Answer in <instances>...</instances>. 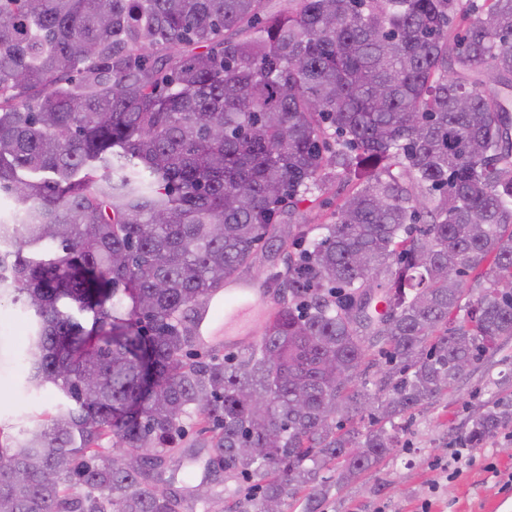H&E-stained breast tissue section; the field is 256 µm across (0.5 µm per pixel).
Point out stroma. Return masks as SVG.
I'll list each match as a JSON object with an SVG mask.
<instances>
[{
  "label": "stroma",
  "mask_w": 512,
  "mask_h": 512,
  "mask_svg": "<svg viewBox=\"0 0 512 512\" xmlns=\"http://www.w3.org/2000/svg\"><path fill=\"white\" fill-rule=\"evenodd\" d=\"M266 318L251 311L232 322L223 307L213 306L201 353L221 357L259 341ZM27 321L20 305L0 300V431L11 436L53 414L57 404L53 392L26 381L20 354ZM500 401H512V337L459 378L454 390L417 411L376 472L333 486L322 512H420L427 500L431 512H512V489L501 481L512 473V425L470 449V462L458 474L444 476L438 467L459 449L469 414Z\"/></svg>",
  "instance_id": "1"
}]
</instances>
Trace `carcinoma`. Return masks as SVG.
<instances>
[{"label": "carcinoma", "mask_w": 512, "mask_h": 512, "mask_svg": "<svg viewBox=\"0 0 512 512\" xmlns=\"http://www.w3.org/2000/svg\"><path fill=\"white\" fill-rule=\"evenodd\" d=\"M289 2L0 0V298L61 398L0 440V512H190L221 472L262 478L232 512H321L324 471L372 472L512 336V0ZM337 181L318 233L284 223ZM264 247L261 341L199 356ZM508 425L476 411L464 445ZM284 256L285 254L281 251H276L275 247L270 251L264 249L258 250L250 265L242 269L241 279L248 280L251 283L255 282L256 288L265 290L264 273L269 270L272 265L282 268Z\"/></svg>", "instance_id": "carcinoma-1"}]
</instances>
